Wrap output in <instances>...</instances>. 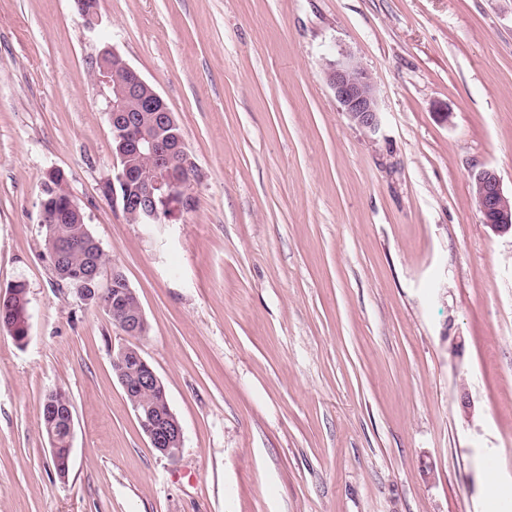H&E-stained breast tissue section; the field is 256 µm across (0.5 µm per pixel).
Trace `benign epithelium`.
<instances>
[{"mask_svg": "<svg viewBox=\"0 0 512 512\" xmlns=\"http://www.w3.org/2000/svg\"><path fill=\"white\" fill-rule=\"evenodd\" d=\"M80 16L86 27L93 31L101 23L99 3L88 0L81 5ZM94 77L106 103L105 112L112 126V139L117 147L112 150V204L143 224H167L176 212L189 210L193 201L192 181L184 179L181 168L194 165L181 135L169 137L148 131L133 122L130 112H155L159 125L175 127L177 120L166 101L140 74L120 59L113 49L100 52ZM327 81L336 100L349 120L371 133L379 130L381 115L375 80L360 64L348 60L332 65ZM148 158L151 172L143 178L133 172V157ZM474 187L481 223L496 233L512 232V195L504 192L495 171L485 169L475 176ZM147 322L143 310L134 319L121 325L129 337L142 336ZM123 392L133 397V391L163 389L155 371L144 365L135 384L118 377ZM137 420L148 438L150 447L171 461L182 451L183 428L172 414L152 415L136 413Z\"/></svg>", "mask_w": 512, "mask_h": 512, "instance_id": "benign-epithelium-1", "label": "benign epithelium"}]
</instances>
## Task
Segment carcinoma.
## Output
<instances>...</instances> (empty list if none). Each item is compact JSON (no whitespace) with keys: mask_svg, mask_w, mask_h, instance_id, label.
<instances>
[{"mask_svg":"<svg viewBox=\"0 0 512 512\" xmlns=\"http://www.w3.org/2000/svg\"><path fill=\"white\" fill-rule=\"evenodd\" d=\"M65 175L59 170L46 174L43 186L41 205V228L51 231V239L44 240L45 255L51 257V252L57 253V258L51 262L59 286L70 288L77 294H82L84 288H98L100 281L107 282L101 295L92 303L102 306L112 320L114 326H119V319L112 313V285L120 288L127 287L121 273H112L110 262L100 243L90 233L85 217L71 215L63 223L54 222L53 216L65 196ZM29 298L27 285L22 281L8 285L0 292V326L7 329L10 336L21 342L28 335ZM141 411L151 413H168V399L158 391L137 393Z\"/></svg>","mask_w":512,"mask_h":512,"instance_id":"obj_1","label":"carcinoma"}]
</instances>
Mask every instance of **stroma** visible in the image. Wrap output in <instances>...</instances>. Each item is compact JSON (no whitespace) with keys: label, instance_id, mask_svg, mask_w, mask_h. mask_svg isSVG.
Segmentation results:
<instances>
[{"label":"stroma","instance_id":"stroma-1","mask_svg":"<svg viewBox=\"0 0 512 512\" xmlns=\"http://www.w3.org/2000/svg\"><path fill=\"white\" fill-rule=\"evenodd\" d=\"M0 0V512H512V0ZM111 47L174 112L195 206L132 224L102 193ZM352 57L381 125L327 84ZM62 170L136 292L134 338L60 287L42 182ZM137 347L183 427L177 460L112 374ZM74 406L59 478L45 394ZM474 187L482 224L496 233L512 232V195L504 192L496 172H479ZM29 303L27 285L23 281L9 284L4 291L1 289V328L7 329L19 344L28 336Z\"/></svg>","mask_w":512,"mask_h":512}]
</instances>
